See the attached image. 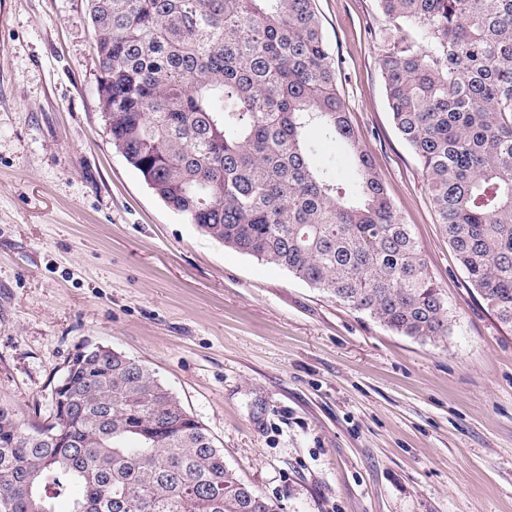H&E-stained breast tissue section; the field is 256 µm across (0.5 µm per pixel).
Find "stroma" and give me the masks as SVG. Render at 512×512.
Instances as JSON below:
<instances>
[{
	"mask_svg": "<svg viewBox=\"0 0 512 512\" xmlns=\"http://www.w3.org/2000/svg\"><path fill=\"white\" fill-rule=\"evenodd\" d=\"M336 89L452 320L395 333L203 235L112 146L88 0H0V405L46 420L69 358L141 361L277 512H512V329L469 288L380 59L377 0H314Z\"/></svg>",
	"mask_w": 512,
	"mask_h": 512,
	"instance_id": "35a3bbf8",
	"label": "stroma"
}]
</instances>
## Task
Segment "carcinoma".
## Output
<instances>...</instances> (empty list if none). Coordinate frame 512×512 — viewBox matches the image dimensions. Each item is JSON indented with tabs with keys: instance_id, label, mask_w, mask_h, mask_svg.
Listing matches in <instances>:
<instances>
[{
	"instance_id": "cac0c4a2",
	"label": "carcinoma",
	"mask_w": 512,
	"mask_h": 512,
	"mask_svg": "<svg viewBox=\"0 0 512 512\" xmlns=\"http://www.w3.org/2000/svg\"><path fill=\"white\" fill-rule=\"evenodd\" d=\"M381 72L466 282L512 329V0H378ZM112 146L212 239L287 269L411 338L444 341L448 304L336 90L313 0H90ZM318 127L357 166L311 158ZM25 426L0 406V512H276L144 363L65 367Z\"/></svg>"
}]
</instances>
